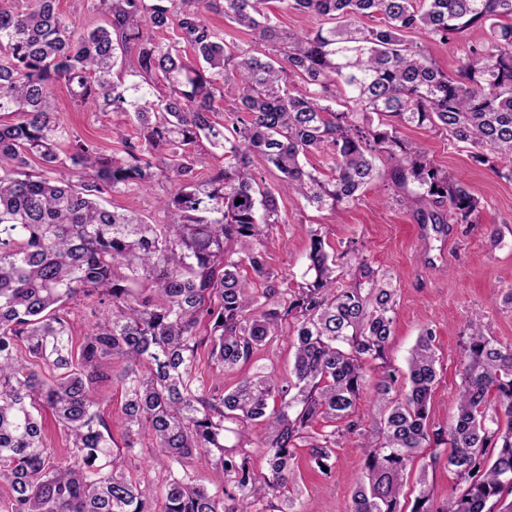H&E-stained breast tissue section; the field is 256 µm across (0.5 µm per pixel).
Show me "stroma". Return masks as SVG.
<instances>
[{"label": "stroma", "instance_id": "35a3bbf8", "mask_svg": "<svg viewBox=\"0 0 512 512\" xmlns=\"http://www.w3.org/2000/svg\"><path fill=\"white\" fill-rule=\"evenodd\" d=\"M484 38L480 28L453 44L427 40L421 33L414 36L448 73L458 69L469 45ZM52 94L58 115L76 135L97 142L106 153L119 150L112 114L75 109L64 84L53 86ZM401 135L437 167L462 177L480 201L478 223L451 225L446 241L435 239L430 248H423L416 214L392 199L389 167L383 162L380 178L361 199L337 211L316 209L296 197H279L280 222L267 239L266 252L276 280L291 288L302 280L314 229L336 251L356 243L373 268L389 272L398 287L399 304L387 359L394 367L405 368L420 333L433 332L439 362L430 416L435 424L445 426L455 414L462 345L471 320L481 318L492 336L512 344V305L503 301L501 293L512 284V179L475 162L470 149L449 144L430 128L409 127ZM336 456V467L326 477L312 469L308 447L296 448L299 512H348L362 477V450L351 439L337 449Z\"/></svg>", "mask_w": 512, "mask_h": 512}]
</instances>
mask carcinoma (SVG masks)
Segmentation results:
<instances>
[{
  "label": "carcinoma",
  "instance_id": "carcinoma-1",
  "mask_svg": "<svg viewBox=\"0 0 512 512\" xmlns=\"http://www.w3.org/2000/svg\"><path fill=\"white\" fill-rule=\"evenodd\" d=\"M89 2L103 24L77 25L56 0L0 10V116L13 117L0 120V512H300L294 448L308 443L328 475L339 439L363 435L355 408L368 385L380 413L363 435L364 475L349 512H512V345L473 322L455 420L437 427L431 331L409 353L404 397L390 396L395 371L384 365L374 380L366 372L367 361L385 360L394 331L388 277L361 257L341 282L348 252L328 251L315 231L303 283L284 290L263 244L279 223L277 196L335 210L358 200L382 159L420 223L437 233L475 223L480 201L462 179L399 132L430 127L470 145L493 171L508 163L512 176V0H276L315 24L288 35L271 0ZM208 12L250 43L226 40ZM474 27L486 38L453 74L410 39L422 31L448 44ZM117 66L138 81L118 90ZM58 82L75 106L119 118L122 156L61 122ZM229 83L238 96L226 106ZM370 113L379 127L364 123ZM202 140L218 164L199 182L200 157L188 147ZM316 151L331 154L328 178L302 162ZM257 157L278 182L257 180ZM160 183L168 192L157 198L158 224L103 206ZM78 300L109 309L77 337L69 305ZM286 328L293 378L257 367L224 386V373ZM202 354L215 369L209 384L197 371ZM109 381L123 389L115 417L95 394ZM46 410L71 442L63 455L47 448ZM228 422L242 437L264 424L265 473L254 472L243 444H224ZM114 424L124 429L117 450ZM146 438L160 464L155 484L129 470ZM441 446L463 487L436 507L427 470ZM419 457L408 509L404 488ZM201 465L224 482L200 483Z\"/></svg>",
  "mask_w": 512,
  "mask_h": 512
}]
</instances>
